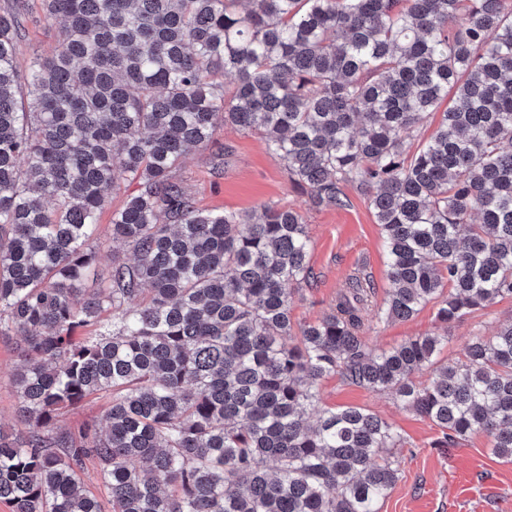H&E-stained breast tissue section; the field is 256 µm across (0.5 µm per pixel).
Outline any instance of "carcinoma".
Returning <instances> with one entry per match:
<instances>
[{
  "label": "carcinoma",
  "instance_id": "cac0c4a2",
  "mask_svg": "<svg viewBox=\"0 0 512 512\" xmlns=\"http://www.w3.org/2000/svg\"><path fill=\"white\" fill-rule=\"evenodd\" d=\"M236 2L41 0L57 45L24 72L32 0L0 14V336L24 339V430L0 431L12 512H379L405 441L367 409L319 407L331 375L430 420L436 448L482 433L512 462V323L443 365L446 336L382 351L363 336L434 300L448 324L512 298V0ZM219 119L258 133L312 206L368 196L382 306L358 270L294 327L301 214L201 209L173 175ZM126 181L112 241L133 262L85 288L98 213ZM99 392L106 432L59 424ZM86 458L106 505L82 486Z\"/></svg>",
  "mask_w": 512,
  "mask_h": 512
}]
</instances>
